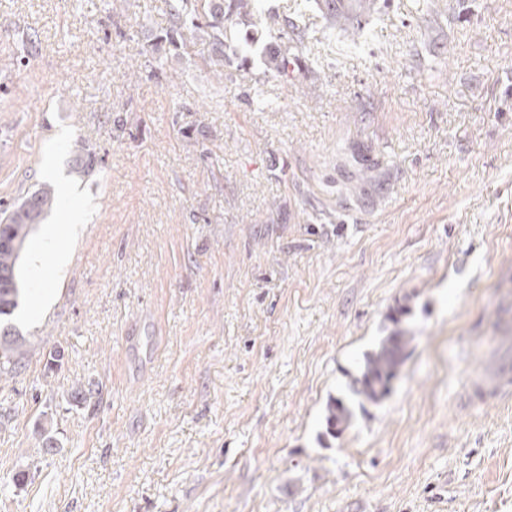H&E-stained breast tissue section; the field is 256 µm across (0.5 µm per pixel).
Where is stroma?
I'll return each mask as SVG.
<instances>
[{
	"label": "stroma",
	"instance_id": "35a3bbf8",
	"mask_svg": "<svg viewBox=\"0 0 512 512\" xmlns=\"http://www.w3.org/2000/svg\"><path fill=\"white\" fill-rule=\"evenodd\" d=\"M313 0L292 82L235 18L164 42L169 0H0V202L50 181L30 323L0 379V512H512V395L465 408L512 321V0ZM94 170L76 169L77 149ZM391 393L349 399L393 328ZM316 4L322 17L330 26L335 27L336 23H340L341 20L343 19V23H340L341 27H343L342 30H344L345 32H349L353 40L355 39V37H360L361 31L363 29L361 21L358 18L349 16L348 14L346 15L336 13V0H316ZM353 412L349 405L341 399L333 398L327 406L325 416L326 429L333 437L341 434L350 424Z\"/></svg>",
	"mask_w": 512,
	"mask_h": 512
}]
</instances>
